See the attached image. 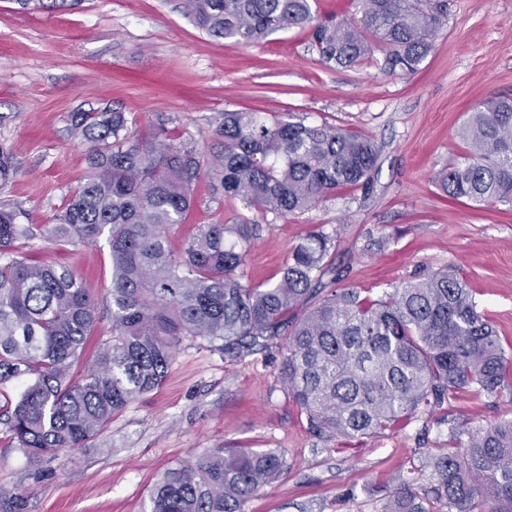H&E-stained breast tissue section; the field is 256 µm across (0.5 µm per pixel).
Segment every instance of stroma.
<instances>
[{"label":"stroma","instance_id":"obj_1","mask_svg":"<svg viewBox=\"0 0 512 512\" xmlns=\"http://www.w3.org/2000/svg\"><path fill=\"white\" fill-rule=\"evenodd\" d=\"M181 0H80L72 9H20L0 0V145L15 177L0 203L32 224L49 223L83 183L86 142L70 116L105 105L125 112L131 134L165 124L175 145L209 156L227 110L326 123L381 148L374 191H340L288 217L261 215L198 189L184 223L169 232L182 250L199 225L245 215L260 224L246 280L277 282L289 252L312 231L331 236L340 285L377 299L444 269L471 283L477 309L512 357V206L461 204L437 184L461 155L458 132L477 102L512 96V0H448V21L419 71L383 69L385 52L352 68L321 63L306 33L289 30L250 46L215 39L184 16ZM32 260L64 266L92 292L100 321L85 344L91 361L111 330L112 261L105 243L23 247ZM281 351L231 360L184 337L163 384L129 405L88 447L29 459L0 423V494H23L28 512H147L169 468L224 447L270 449L281 474L246 512H382L421 464L461 435L512 419V389L458 391L433 415L400 422L357 444L320 438L279 378Z\"/></svg>","mask_w":512,"mask_h":512}]
</instances>
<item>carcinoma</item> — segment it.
<instances>
[{
    "mask_svg": "<svg viewBox=\"0 0 512 512\" xmlns=\"http://www.w3.org/2000/svg\"><path fill=\"white\" fill-rule=\"evenodd\" d=\"M358 22L321 21L312 0H182V11L214 38L242 45L277 31L308 30L327 65L355 67L387 49L385 70L406 75L433 50L448 0H354ZM88 145L83 185L50 224L0 206V384L26 385L6 425L30 459L73 452L97 440L130 404L165 380L183 337L231 358L281 349L288 395L315 435L360 442L441 406L459 390L493 394L512 380L492 325L469 281L440 270L379 299L335 289L331 238L312 232L288 255L279 281L246 282L244 266L259 225L203 224L175 254L168 231L182 223L204 183L216 200L261 214L305 212L340 189L373 188L380 148L358 132L260 112H224L219 147L204 160L170 142L159 124L149 139L126 133L109 106L74 112ZM465 153L438 175L453 200L512 204V97L469 113ZM16 174L0 146V185ZM105 241L112 256V328L83 374L72 373L97 322L91 291L72 271L18 255L35 237ZM280 455L224 448L166 471L149 512H245L282 470ZM434 501L448 512H512V420L472 433L459 452L425 462ZM416 479L403 481L384 512H431ZM0 512H27L26 497L0 495Z\"/></svg>",
    "mask_w": 512,
    "mask_h": 512,
    "instance_id": "obj_1",
    "label": "carcinoma"
}]
</instances>
